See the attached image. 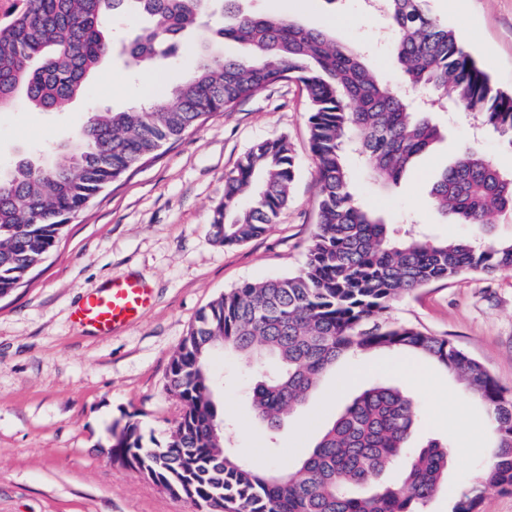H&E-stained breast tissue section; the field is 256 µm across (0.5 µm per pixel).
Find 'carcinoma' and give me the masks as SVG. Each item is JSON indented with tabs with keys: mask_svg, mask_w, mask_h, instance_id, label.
Listing matches in <instances>:
<instances>
[{
	"mask_svg": "<svg viewBox=\"0 0 512 512\" xmlns=\"http://www.w3.org/2000/svg\"><path fill=\"white\" fill-rule=\"evenodd\" d=\"M241 0H21L0 23V114L19 107L50 112L82 94L91 73L112 56V18L146 20L124 46L135 65L174 55L185 32L219 12L213 42L232 39L248 53L196 52L186 80L165 99L123 112L92 113L53 161L20 158L0 167V297L11 294L47 258L70 219L110 184L173 144L214 112L288 80L309 97L318 221L302 269L246 283L220 295L173 355L167 389L181 405L177 430L144 446L138 422L112 429V462L129 466L214 512H423L448 476V444L412 447L417 405L378 381L355 397L300 461L264 470L226 447L224 413L214 399L209 359L235 351L255 368L249 392L254 419L273 434L304 404L340 359L396 350L424 356L465 383L491 412L498 438L477 486L453 512H478L484 490H512V391L448 338L391 317L396 301L430 283L474 271L512 270V238L484 234L512 212V174L466 147L430 190L434 207L474 239L399 235L353 192V158L386 185L399 182L443 138L408 93H430L427 109L452 103L512 149V92L497 88L428 0H381L395 33L402 85L381 82L360 49L286 15L244 11ZM296 167L284 137L255 143L224 182L212 216L226 246L264 234L288 204ZM251 204L239 206L243 194Z\"/></svg>",
	"mask_w": 512,
	"mask_h": 512,
	"instance_id": "carcinoma-1",
	"label": "carcinoma"
}]
</instances>
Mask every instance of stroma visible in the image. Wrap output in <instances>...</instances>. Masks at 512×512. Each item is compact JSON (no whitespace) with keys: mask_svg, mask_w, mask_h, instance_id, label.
Returning <instances> with one entry per match:
<instances>
[{"mask_svg":"<svg viewBox=\"0 0 512 512\" xmlns=\"http://www.w3.org/2000/svg\"><path fill=\"white\" fill-rule=\"evenodd\" d=\"M258 14L290 13L312 27H331L340 40L366 47V64L401 84L394 35L364 0H243ZM490 73L512 91V0H429ZM212 38L200 26L171 62L128 66L115 53L89 79L82 96L54 112L25 107L0 116V159L38 157L66 141L91 112H121L167 94L182 82L191 51ZM309 100L297 81L272 86L216 112L156 158L107 187L67 225L46 261L10 296L0 299V512H196L135 470L112 464L107 448L114 426L138 421L145 441H165L181 414L166 390V373L199 312L245 282L293 274L302 267L317 218L318 188L309 140ZM445 138L387 187L362 165L355 196L387 224L412 219L438 239L472 236L466 224L447 223L429 199L439 173L461 150L478 145L512 173V150L479 130L462 111L439 112ZM286 137L296 162L287 206L266 234L226 246L212 229L224 196V177L257 141ZM136 276L153 288L150 308L108 336L73 326L70 313L91 291L116 277ZM392 316L436 336L482 362L512 388V271L492 277L463 274L432 283L395 303ZM425 379L414 383L410 369ZM215 397L235 425L226 436L241 457L262 469H292L372 380L407 392L420 411L413 444L428 438L452 449L448 478L425 512H451L477 481L495 446L491 417L451 373L413 353L374 351L339 362L316 392L282 422L276 446L253 416L247 394L255 374L231 352H216Z\"/></svg>","mask_w":512,"mask_h":512,"instance_id":"obj_1","label":"stroma"}]
</instances>
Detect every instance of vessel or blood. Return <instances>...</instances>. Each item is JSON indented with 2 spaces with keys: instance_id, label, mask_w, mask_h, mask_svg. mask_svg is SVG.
<instances>
[{
  "instance_id": "b4317fda",
  "label": "vessel or blood",
  "mask_w": 512,
  "mask_h": 512,
  "mask_svg": "<svg viewBox=\"0 0 512 512\" xmlns=\"http://www.w3.org/2000/svg\"><path fill=\"white\" fill-rule=\"evenodd\" d=\"M152 287L143 280L112 279L105 287L87 294L72 312L74 323L100 334L137 321L150 306Z\"/></svg>"
}]
</instances>
